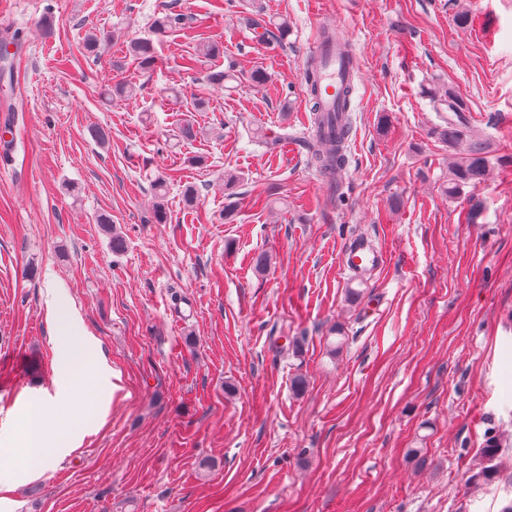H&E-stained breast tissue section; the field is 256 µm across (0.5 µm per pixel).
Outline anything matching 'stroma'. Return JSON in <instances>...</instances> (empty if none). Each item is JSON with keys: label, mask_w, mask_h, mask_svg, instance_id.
Returning <instances> with one entry per match:
<instances>
[{"label": "stroma", "mask_w": 512, "mask_h": 512, "mask_svg": "<svg viewBox=\"0 0 512 512\" xmlns=\"http://www.w3.org/2000/svg\"><path fill=\"white\" fill-rule=\"evenodd\" d=\"M173 13L185 28L158 33ZM325 26L356 62L335 189L301 142L307 52ZM92 31L106 36L97 57ZM4 38L0 440L45 393L59 399L44 418L50 467L0 487V512L512 503V0H0ZM137 38L155 45L151 68L126 50ZM203 42L219 51L192 65ZM211 70L232 78L214 87ZM120 81L137 96L108 99ZM433 85L460 93L490 146L485 181L455 199ZM356 239L383 266L344 270ZM63 333L92 336L111 368L92 379L98 400L56 380ZM492 435L497 477L474 482Z\"/></svg>", "instance_id": "35a3bbf8"}]
</instances>
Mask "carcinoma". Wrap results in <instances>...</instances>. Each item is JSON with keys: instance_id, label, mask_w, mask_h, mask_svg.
Returning <instances> with one entry per match:
<instances>
[{"instance_id": "cac0c4a2", "label": "carcinoma", "mask_w": 512, "mask_h": 512, "mask_svg": "<svg viewBox=\"0 0 512 512\" xmlns=\"http://www.w3.org/2000/svg\"><path fill=\"white\" fill-rule=\"evenodd\" d=\"M129 52L139 63L149 68L154 62V46L152 42L136 39L130 42ZM317 71L314 66L306 68L304 81L307 95L312 103V133L308 143L311 159L325 178L334 181L346 165V143L350 134L347 116L336 121V114L323 111L321 100L317 96ZM427 94L436 111L448 113L446 126L440 128L442 139L448 147L458 151V158L448 175V186L445 192L453 197L465 186H475L484 181L487 167V146L470 128L467 115L468 107L462 96L451 87L442 89L430 87ZM501 451L496 436H489L480 450L485 466L474 476L477 481L490 482L495 478L496 468L493 462Z\"/></svg>"}]
</instances>
